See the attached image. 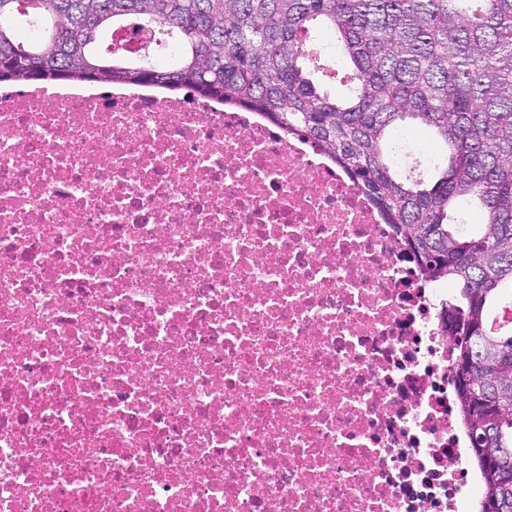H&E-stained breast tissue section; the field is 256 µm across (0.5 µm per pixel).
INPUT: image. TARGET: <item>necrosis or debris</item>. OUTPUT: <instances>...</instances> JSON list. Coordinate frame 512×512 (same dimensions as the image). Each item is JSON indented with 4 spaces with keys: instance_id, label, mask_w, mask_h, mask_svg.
Here are the masks:
<instances>
[{
    "instance_id": "1",
    "label": "necrosis or debris",
    "mask_w": 512,
    "mask_h": 512,
    "mask_svg": "<svg viewBox=\"0 0 512 512\" xmlns=\"http://www.w3.org/2000/svg\"><path fill=\"white\" fill-rule=\"evenodd\" d=\"M307 136L0 85V512H471L442 310Z\"/></svg>"
}]
</instances>
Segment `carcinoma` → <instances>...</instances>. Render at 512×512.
Masks as SVG:
<instances>
[{
  "label": "carcinoma",
  "mask_w": 512,
  "mask_h": 512,
  "mask_svg": "<svg viewBox=\"0 0 512 512\" xmlns=\"http://www.w3.org/2000/svg\"><path fill=\"white\" fill-rule=\"evenodd\" d=\"M21 15L0 0V83L184 89L262 112L349 171L425 277L457 290L442 326L481 500L512 497L482 457L512 470V334L486 327L512 296V0H37L28 38ZM130 22L153 34L135 64L103 40ZM317 33L348 63L344 98L302 56ZM398 127L440 146L428 175L399 173Z\"/></svg>",
  "instance_id": "1"
}]
</instances>
